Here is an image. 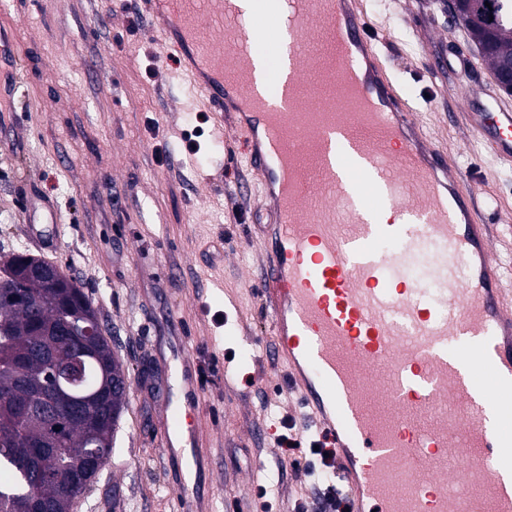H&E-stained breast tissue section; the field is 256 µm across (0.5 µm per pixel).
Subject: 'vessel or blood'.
I'll return each instance as SVG.
<instances>
[{
	"instance_id": "obj_1",
	"label": "vessel or blood",
	"mask_w": 512,
	"mask_h": 512,
	"mask_svg": "<svg viewBox=\"0 0 512 512\" xmlns=\"http://www.w3.org/2000/svg\"><path fill=\"white\" fill-rule=\"evenodd\" d=\"M271 206L258 297L350 512H512V289L496 238L388 75L359 0H142ZM288 61L259 88L255 41ZM512 161V113L476 112ZM466 260L457 278L454 257ZM436 280L440 289L430 290ZM166 453L199 463L202 368L177 343Z\"/></svg>"
}]
</instances>
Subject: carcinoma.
Wrapping results in <instances>:
<instances>
[{
    "label": "carcinoma",
    "instance_id": "1",
    "mask_svg": "<svg viewBox=\"0 0 512 512\" xmlns=\"http://www.w3.org/2000/svg\"><path fill=\"white\" fill-rule=\"evenodd\" d=\"M459 12L472 42L483 49L491 71H496L500 62L512 60V0H459ZM32 260L34 257L24 253L0 256V402L14 388L15 372L7 368L13 357L39 345L52 351L59 363H67L71 346L79 338L61 342L54 329L70 323L80 312L94 310L92 299L58 269L57 279L67 285L66 303L59 301L58 291L21 279V270ZM125 375L123 364L103 337L93 346L82 381L85 388L94 380L105 381L99 402L87 408L83 419L63 427L62 439L47 448L52 434L45 422H0V471L12 477L10 482L0 483V512H13L15 495L48 503V512H70L74 499L87 489V484L69 479L68 473L91 451L89 432L113 443L127 392H112L110 382ZM111 410L116 413L113 421L107 418Z\"/></svg>",
    "mask_w": 512,
    "mask_h": 512
}]
</instances>
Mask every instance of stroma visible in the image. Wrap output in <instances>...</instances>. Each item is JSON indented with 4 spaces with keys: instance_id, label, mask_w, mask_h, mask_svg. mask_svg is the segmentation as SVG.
<instances>
[{
    "instance_id": "1",
    "label": "stroma",
    "mask_w": 512,
    "mask_h": 512,
    "mask_svg": "<svg viewBox=\"0 0 512 512\" xmlns=\"http://www.w3.org/2000/svg\"><path fill=\"white\" fill-rule=\"evenodd\" d=\"M399 83L454 172L481 206L512 211V163L468 126V111H512L462 24L438 0H361ZM136 0H0V249L53 263L92 299L129 371L112 453L72 512H177L187 478L162 449L169 350L178 336L208 366L210 406L198 416L202 512H240L275 476L273 512L299 482L273 447L292 403L269 358L267 316L248 271H259L258 225L269 218L240 170L224 179L239 137L205 106ZM447 56L429 73L428 58Z\"/></svg>"
}]
</instances>
